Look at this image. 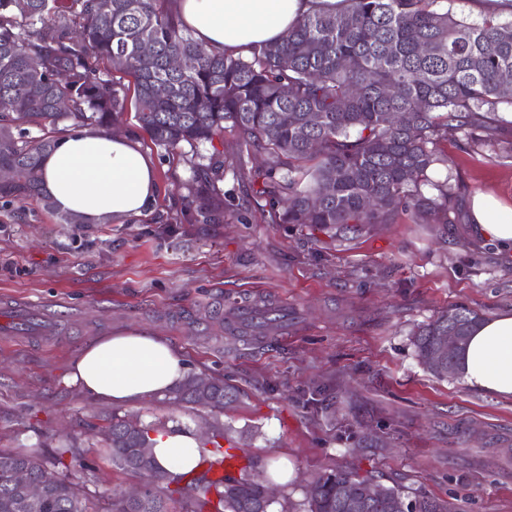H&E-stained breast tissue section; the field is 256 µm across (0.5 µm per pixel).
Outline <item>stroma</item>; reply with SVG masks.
<instances>
[{
  "instance_id": "obj_1",
  "label": "stroma",
  "mask_w": 512,
  "mask_h": 512,
  "mask_svg": "<svg viewBox=\"0 0 512 512\" xmlns=\"http://www.w3.org/2000/svg\"><path fill=\"white\" fill-rule=\"evenodd\" d=\"M113 127L156 163L158 195L141 216L63 224L36 200L0 201V451L36 445L53 459L69 441L91 472L90 512L139 485L102 448L114 405L70 381L84 347L145 331L185 358L189 374L238 391L217 413L157 396L123 406L150 422L204 433L224 423L255 474L292 469L272 512H305V487L345 469L452 512H512V399L438 378L420 363L418 325L463 306L487 318L512 310V258L474 240L475 191L512 206V149L460 130L440 141L458 223L440 229L401 214L350 240L271 223L253 191L262 160L233 131L224 160V218L196 219L189 164L155 146L133 111ZM39 305L45 331L15 336L14 307Z\"/></svg>"
}]
</instances>
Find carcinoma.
<instances>
[{
  "instance_id": "carcinoma-1",
  "label": "carcinoma",
  "mask_w": 512,
  "mask_h": 512,
  "mask_svg": "<svg viewBox=\"0 0 512 512\" xmlns=\"http://www.w3.org/2000/svg\"><path fill=\"white\" fill-rule=\"evenodd\" d=\"M168 0H0V168L13 172L0 183V199L36 198L53 203L40 189L42 160L57 137H28L29 128L62 122L108 130L113 114L132 104L150 141L166 150L187 145L204 224L223 211L224 161L207 162L199 147L224 137L228 124L268 163L255 171L259 194L270 199L275 224H308L341 237L372 224H394L408 211L424 224L456 222L448 182L428 172L448 158L438 152L442 133L492 123L497 106H512V21L487 13L480 21L433 5L438 0H344L335 12L300 19L280 40L250 57L204 48L182 28ZM144 45L150 51L142 54ZM106 60L134 80L133 97L97 71ZM393 119L387 120L386 115ZM481 317L465 307L441 312L415 332L421 363L437 377L456 373L459 354L440 350V338L455 332L468 340ZM236 397L221 379L188 377L169 392L173 403H203L215 410ZM127 418L112 416L103 447L120 469L162 472L167 485L139 501L116 497L113 512H168L169 485L185 495L184 512H269L263 485L247 467L237 477L161 470L136 448L166 429L159 420L126 431ZM224 425L202 440L209 464L229 452ZM71 454L70 462L65 455ZM22 467L47 485L39 512H88L78 475L88 465L71 448L51 462L37 448L0 452V512H23L18 492L4 471ZM370 485L343 470L315 478L306 491L308 512H448L435 500L409 499L398 489Z\"/></svg>"
}]
</instances>
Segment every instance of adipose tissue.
I'll use <instances>...</instances> for the list:
<instances>
[{"instance_id":"1","label":"adipose tissue","mask_w":512,"mask_h":512,"mask_svg":"<svg viewBox=\"0 0 512 512\" xmlns=\"http://www.w3.org/2000/svg\"><path fill=\"white\" fill-rule=\"evenodd\" d=\"M342 0H176L174 11L205 47L248 55L281 38L301 17L341 8ZM42 188L64 213L86 223L138 216L154 202L155 162L134 138L91 128L61 136L42 167ZM473 233L512 255V208L492 193L469 204ZM459 378L470 388L512 399V311L481 320L460 355ZM184 357L166 340L141 331L98 338L73 363L71 380L89 396L115 405L149 399L186 378ZM152 455L171 472L196 468L199 437L186 429L155 434Z\"/></svg>"}]
</instances>
